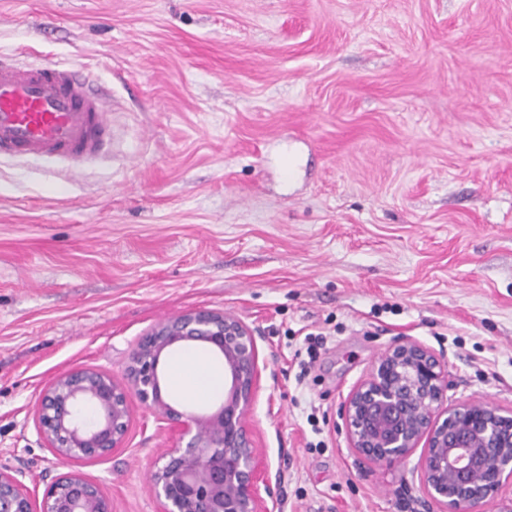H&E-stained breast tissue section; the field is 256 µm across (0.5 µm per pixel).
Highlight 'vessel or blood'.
<instances>
[{"label":"vessel or blood","instance_id":"obj_1","mask_svg":"<svg viewBox=\"0 0 512 512\" xmlns=\"http://www.w3.org/2000/svg\"><path fill=\"white\" fill-rule=\"evenodd\" d=\"M110 104L72 65L0 61V154L65 159L98 155L110 134Z\"/></svg>","mask_w":512,"mask_h":512}]
</instances>
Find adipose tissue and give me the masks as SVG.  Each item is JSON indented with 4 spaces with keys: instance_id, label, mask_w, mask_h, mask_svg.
<instances>
[{
    "instance_id": "adipose-tissue-1",
    "label": "adipose tissue",
    "mask_w": 512,
    "mask_h": 512,
    "mask_svg": "<svg viewBox=\"0 0 512 512\" xmlns=\"http://www.w3.org/2000/svg\"><path fill=\"white\" fill-rule=\"evenodd\" d=\"M171 388L194 404L217 397L224 391V370L202 350L187 348L168 367Z\"/></svg>"
}]
</instances>
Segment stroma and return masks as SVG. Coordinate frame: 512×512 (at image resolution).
<instances>
[{"label":"stroma","instance_id":"1","mask_svg":"<svg viewBox=\"0 0 512 512\" xmlns=\"http://www.w3.org/2000/svg\"><path fill=\"white\" fill-rule=\"evenodd\" d=\"M1 57L72 59L111 105L78 173L0 159V463L27 486L66 471L41 391L122 379L192 309L259 334L277 512H427L422 448L376 464L340 417L400 339L440 358L449 404L512 415V0H0ZM130 406L83 471L112 512H159L169 434Z\"/></svg>","mask_w":512,"mask_h":512}]
</instances>
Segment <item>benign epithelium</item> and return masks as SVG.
<instances>
[{
    "label": "benign epithelium",
    "mask_w": 512,
    "mask_h": 512,
    "mask_svg": "<svg viewBox=\"0 0 512 512\" xmlns=\"http://www.w3.org/2000/svg\"><path fill=\"white\" fill-rule=\"evenodd\" d=\"M189 343L218 353L224 399L211 414L179 409L162 395L160 364ZM258 377L255 330L237 315L194 309L140 336L122 380L92 368L58 376L43 390L37 428L69 471L37 495L0 464V512H112V501L79 465L124 447L129 393L162 417L171 445L150 469L160 512H270L269 472L247 424ZM448 373L433 352L406 339L374 363L350 392L343 419L350 447L393 465L424 444L421 483L436 512H473L512 485V416L487 402L447 406Z\"/></svg>",
    "instance_id": "benign-epithelium-1"
}]
</instances>
